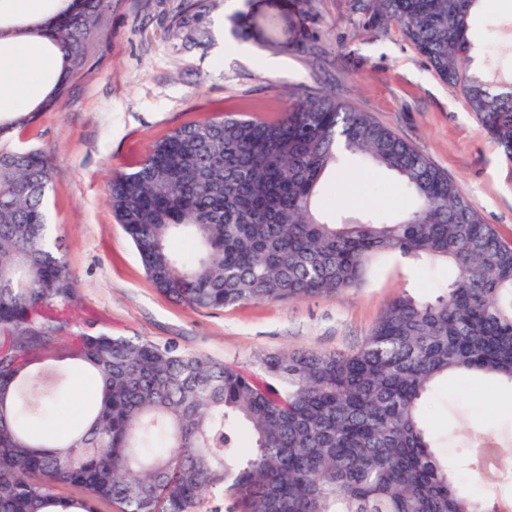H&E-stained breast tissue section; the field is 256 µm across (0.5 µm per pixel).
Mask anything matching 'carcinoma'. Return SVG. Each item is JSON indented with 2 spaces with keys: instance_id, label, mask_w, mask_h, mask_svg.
Instances as JSON below:
<instances>
[{
  "instance_id": "cac0c4a2",
  "label": "carcinoma",
  "mask_w": 512,
  "mask_h": 512,
  "mask_svg": "<svg viewBox=\"0 0 512 512\" xmlns=\"http://www.w3.org/2000/svg\"><path fill=\"white\" fill-rule=\"evenodd\" d=\"M396 24L436 75L464 93L512 159V77L470 72L479 0H357ZM32 34L61 67L36 108L0 119V139L57 104L104 35L102 0H61ZM201 0L175 35L196 43ZM395 174L409 206L392 220L321 218L318 193L342 156ZM50 164L37 148H0V512H193L207 496L224 512H512L459 484L435 451L423 401L444 378L512 387V242L484 223L448 175L389 128L333 97L273 116L227 113L154 141L139 168L109 182V204L160 293L195 310L291 302L360 286L382 253L454 269L433 301L401 295L346 354L269 356L265 375L142 336L72 332L74 278L48 241ZM95 378L80 429L38 438L61 373L59 345ZM246 427L250 446L236 443ZM77 489V497L56 492Z\"/></svg>"
}]
</instances>
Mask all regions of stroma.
<instances>
[{"instance_id": "stroma-1", "label": "stroma", "mask_w": 512, "mask_h": 512, "mask_svg": "<svg viewBox=\"0 0 512 512\" xmlns=\"http://www.w3.org/2000/svg\"><path fill=\"white\" fill-rule=\"evenodd\" d=\"M183 2L111 0L107 35L88 44L86 67L57 106L14 140L50 159L48 223L65 242L79 288L77 329L169 342L258 373L269 355L351 352L396 296L444 293L448 265L397 253L377 257L361 287L337 296L197 311L157 292L108 204V181L134 171L170 130L225 112L272 115L293 100L335 96L411 143L512 242V160L460 89L444 83L395 24L369 23L355 0H212L198 45L186 49L174 35ZM471 36L475 71L511 66L512 0H484ZM404 205L395 177L356 157L330 175L317 202L338 222L370 210L394 215ZM52 364L73 380L50 419L33 421L43 434L77 424L91 399L65 352ZM426 417L438 454L457 465L476 497H488L475 441L486 431L512 441V389L452 377L429 392Z\"/></svg>"}]
</instances>
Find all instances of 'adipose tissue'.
Returning <instances> with one entry per match:
<instances>
[{
  "mask_svg": "<svg viewBox=\"0 0 512 512\" xmlns=\"http://www.w3.org/2000/svg\"><path fill=\"white\" fill-rule=\"evenodd\" d=\"M59 68V54L47 41L21 39L0 50V109L36 104Z\"/></svg>",
  "mask_w": 512,
  "mask_h": 512,
  "instance_id": "obj_1",
  "label": "adipose tissue"
}]
</instances>
